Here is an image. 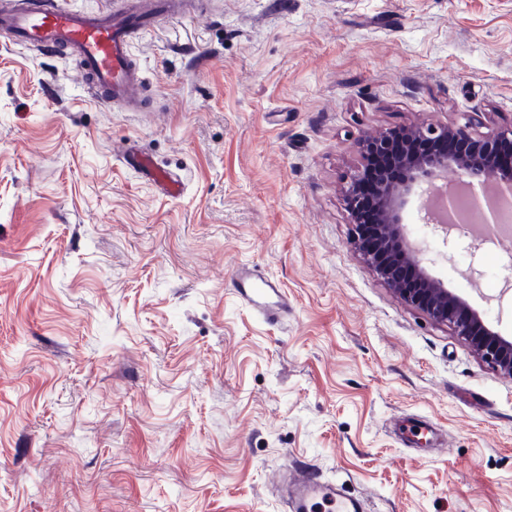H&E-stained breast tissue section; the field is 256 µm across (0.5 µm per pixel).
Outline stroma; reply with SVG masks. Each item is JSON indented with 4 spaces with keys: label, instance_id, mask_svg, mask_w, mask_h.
Here are the masks:
<instances>
[{
    "label": "stroma",
    "instance_id": "1",
    "mask_svg": "<svg viewBox=\"0 0 512 512\" xmlns=\"http://www.w3.org/2000/svg\"><path fill=\"white\" fill-rule=\"evenodd\" d=\"M133 52L140 112L0 32V512H287V468L367 512H512V377L393 295L344 200L357 139L512 124V0H188ZM425 205L431 274L512 336V241ZM233 277L242 299L260 310L268 320L278 321L288 313V297L279 290L278 283L246 267H238ZM274 298L277 300L272 301Z\"/></svg>",
    "mask_w": 512,
    "mask_h": 512
}]
</instances>
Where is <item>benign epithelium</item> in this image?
Here are the masks:
<instances>
[{"mask_svg":"<svg viewBox=\"0 0 512 512\" xmlns=\"http://www.w3.org/2000/svg\"><path fill=\"white\" fill-rule=\"evenodd\" d=\"M408 140L460 138L473 144L476 151L468 156L424 158L406 147L394 144V132L357 143L363 166L344 190L351 216L363 201L357 191L373 155H384L392 164L407 171L404 182L392 185L384 178L369 206L377 213L370 241L362 244L363 227L355 225V250L389 289L406 305L422 311L437 324L445 325L460 336L474 355L503 374L512 376V341L488 325L480 313L462 297L448 290L428 270L424 249L413 243L404 231L402 212L411 195L426 183H433L441 171L450 167L462 174L470 185L480 178L486 167V154L504 140H512V126L480 135L471 121L463 124L422 123L405 128Z\"/></svg>","mask_w":512,"mask_h":512,"instance_id":"1","label":"benign epithelium"}]
</instances>
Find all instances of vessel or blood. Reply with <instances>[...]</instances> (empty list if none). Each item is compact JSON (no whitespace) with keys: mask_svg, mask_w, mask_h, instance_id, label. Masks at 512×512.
<instances>
[{"mask_svg":"<svg viewBox=\"0 0 512 512\" xmlns=\"http://www.w3.org/2000/svg\"><path fill=\"white\" fill-rule=\"evenodd\" d=\"M173 8L172 0H152L148 5L94 14L24 0L18 8L0 13V30L9 32L18 46L69 52L80 60L95 98L136 111L145 102V82L133 54V41ZM233 277L242 299L268 320L277 321L287 314L288 297L278 283L246 267L237 268ZM286 496L291 512H362L358 501L308 473L287 482Z\"/></svg>","mask_w":512,"mask_h":512,"instance_id":"vessel-or-blood-1","label":"vessel or blood"}]
</instances>
